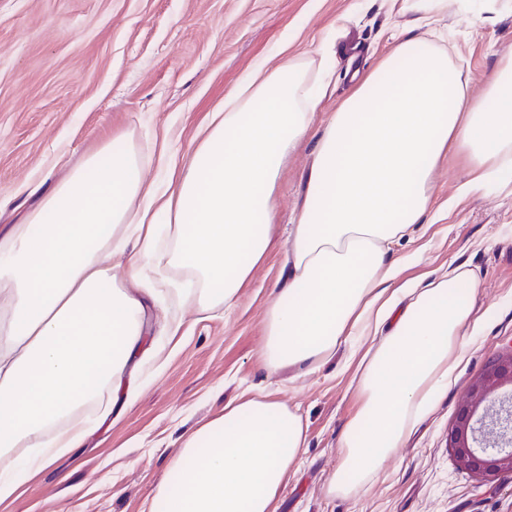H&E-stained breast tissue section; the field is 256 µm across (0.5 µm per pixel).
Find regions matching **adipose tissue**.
Here are the masks:
<instances>
[{"instance_id":"ef3b65f1","label":"adipose tissue","mask_w":512,"mask_h":512,"mask_svg":"<svg viewBox=\"0 0 512 512\" xmlns=\"http://www.w3.org/2000/svg\"><path fill=\"white\" fill-rule=\"evenodd\" d=\"M327 60L284 55L248 72L211 112L179 175L146 181L133 146H103L17 224L0 228V502L141 391L151 272L166 291L168 335L194 302L231 310L266 258L289 156L326 95ZM467 166L459 194L512 172V49L480 96L445 50L401 38L329 114L315 141L288 235V262L264 312L269 374L313 372L339 348L358 361L360 406L344 430L329 493L351 496L403 447L447 389L466 336L483 323L462 265L424 287H395L393 249L424 223L430 182L449 150ZM307 427L260 388L182 436L150 512H276Z\"/></svg>"}]
</instances>
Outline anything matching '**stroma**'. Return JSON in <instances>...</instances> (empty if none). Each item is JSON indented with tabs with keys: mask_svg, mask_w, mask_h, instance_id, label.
<instances>
[{
	"mask_svg": "<svg viewBox=\"0 0 512 512\" xmlns=\"http://www.w3.org/2000/svg\"><path fill=\"white\" fill-rule=\"evenodd\" d=\"M402 0H0V227L104 144L184 163L208 114L275 49L316 57L330 46L336 67L316 115L324 122L351 93L350 71L369 72L399 32L422 37ZM439 46L480 95L502 49L512 46V0H460L440 24ZM313 141L277 181L269 253L240 289L233 311L186 305L182 333L166 336L164 299L152 306L160 351L145 389L83 447L33 473L0 512H148L181 433L223 411L248 388L273 387L297 408L307 446L281 492L278 512H512V476L487 481L459 467L448 446L467 386L495 355L512 350V184L458 198L460 154L433 174L429 223L393 256L402 278L465 264L475 303L490 319L471 337L448 389L377 478L352 498L327 487L340 438L360 401L349 351L317 371L268 376L263 307L282 269L288 226L307 182Z\"/></svg>",
	"mask_w": 512,
	"mask_h": 512,
	"instance_id": "stroma-1",
	"label": "stroma"
}]
</instances>
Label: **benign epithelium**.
<instances>
[{
	"mask_svg": "<svg viewBox=\"0 0 512 512\" xmlns=\"http://www.w3.org/2000/svg\"><path fill=\"white\" fill-rule=\"evenodd\" d=\"M512 351L493 357L466 388L448 447L464 469L486 480L512 474Z\"/></svg>",
	"mask_w": 512,
	"mask_h": 512,
	"instance_id": "obj_1",
	"label": "benign epithelium"
}]
</instances>
